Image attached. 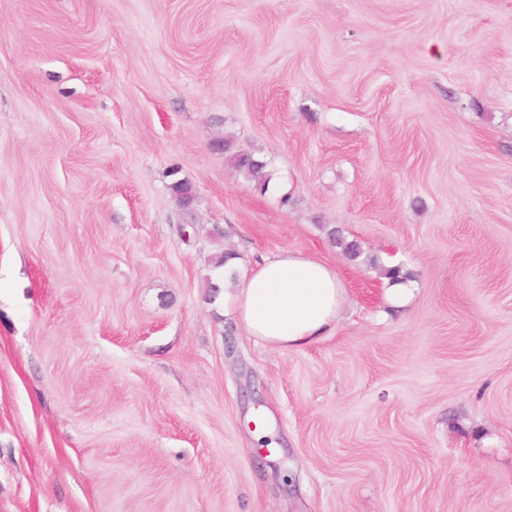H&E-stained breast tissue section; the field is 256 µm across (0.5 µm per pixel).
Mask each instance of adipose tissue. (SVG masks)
Instances as JSON below:
<instances>
[{
  "mask_svg": "<svg viewBox=\"0 0 512 512\" xmlns=\"http://www.w3.org/2000/svg\"><path fill=\"white\" fill-rule=\"evenodd\" d=\"M343 301L333 267L289 251L257 263L233 296L240 325L275 349L300 348L326 336Z\"/></svg>",
  "mask_w": 512,
  "mask_h": 512,
  "instance_id": "1",
  "label": "adipose tissue"
}]
</instances>
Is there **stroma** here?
I'll return each instance as SVG.
<instances>
[{
	"label": "stroma",
	"mask_w": 512,
	"mask_h": 512,
	"mask_svg": "<svg viewBox=\"0 0 512 512\" xmlns=\"http://www.w3.org/2000/svg\"><path fill=\"white\" fill-rule=\"evenodd\" d=\"M0 512H512V0H0ZM234 160L240 170H243L249 177L254 179L258 185L265 187L268 178V174L265 172V162L247 154H239L234 157ZM235 289L240 325L275 349L300 348L326 336L344 301L336 270L299 252L263 259ZM384 276L388 278L392 284L389 288L388 298L389 300L396 305H403L407 303L411 294H412V285L409 282H400V269L399 268H390L385 270Z\"/></svg>",
	"instance_id": "1"
}]
</instances>
